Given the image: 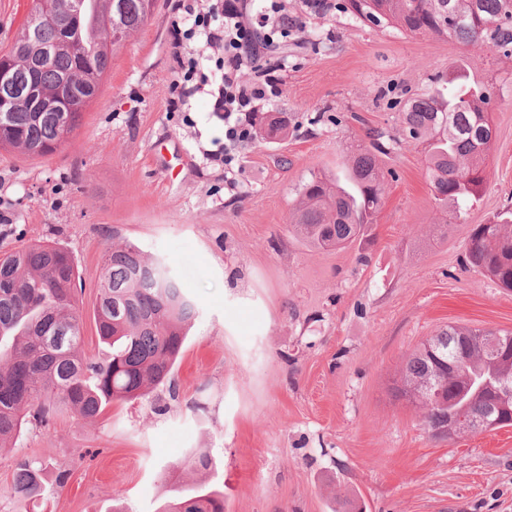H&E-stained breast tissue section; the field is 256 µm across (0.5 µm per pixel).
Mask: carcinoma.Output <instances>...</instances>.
Masks as SVG:
<instances>
[{"label":"carcinoma","mask_w":512,"mask_h":512,"mask_svg":"<svg viewBox=\"0 0 512 512\" xmlns=\"http://www.w3.org/2000/svg\"><path fill=\"white\" fill-rule=\"evenodd\" d=\"M155 0H31L11 46L0 51L9 63L0 83V149L44 157L74 136L85 111L102 91L112 59L151 18ZM362 21L389 24L411 34L447 35L468 45H488L512 55V0H347ZM55 46L41 60V48ZM36 84L47 99H63L66 111H35L25 94ZM448 96L424 94L404 112L402 142L422 143L427 171L443 225L460 224L457 205L482 190L483 165L493 143L487 88L462 68L450 79ZM267 139L288 137L280 117L266 120ZM383 134L349 159L343 188L314 174L299 191L291 232L316 248L353 241L374 223L384 195L376 154L389 147ZM466 262L512 289V217L498 216L470 230ZM78 274L71 254L52 244H33L0 256V444L18 439L26 416L46 423L59 409L94 420L114 401L145 397L168 382L180 356L185 326L198 313L161 260H148L135 245L107 248L94 319L109 346L93 360L81 354L82 316ZM492 331L450 326L407 360L395 397L410 399L413 384L430 379L441 398L420 405L432 435L448 437V420L488 416L501 377L512 365L494 360L478 345ZM457 374L446 371V362ZM43 464H20L11 485L14 498L43 493ZM163 512H224V497L203 488L183 491Z\"/></svg>","instance_id":"cac0c4a2"}]
</instances>
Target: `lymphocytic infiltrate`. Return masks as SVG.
I'll use <instances>...</instances> for the list:
<instances>
[{
	"instance_id": "obj_1",
	"label": "lymphocytic infiltrate",
	"mask_w": 512,
	"mask_h": 512,
	"mask_svg": "<svg viewBox=\"0 0 512 512\" xmlns=\"http://www.w3.org/2000/svg\"><path fill=\"white\" fill-rule=\"evenodd\" d=\"M173 10L187 26L186 36L197 39L202 49H224V74L210 95L213 111L224 118V153L232 155L254 136L256 103L280 92V67L266 57V28L271 25L285 32L295 22L276 5L261 20H254L247 0H221L208 11L198 0H173Z\"/></svg>"
}]
</instances>
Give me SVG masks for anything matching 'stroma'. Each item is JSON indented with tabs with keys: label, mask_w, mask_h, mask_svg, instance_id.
<instances>
[{
	"label": "stroma",
	"mask_w": 512,
	"mask_h": 512,
	"mask_svg": "<svg viewBox=\"0 0 512 512\" xmlns=\"http://www.w3.org/2000/svg\"><path fill=\"white\" fill-rule=\"evenodd\" d=\"M334 2L285 0L300 25L273 50L280 94L257 115L285 118L288 137L245 144L235 168L212 156L224 120L207 93L170 109L171 0L113 60L72 139L38 158L0 150V254L72 253L86 356L104 350L94 309L111 246L165 262L198 306L171 386L93 421H29L0 447V512H161L198 485L224 512H512V425L440 439L391 393L442 329L512 331V291L464 262L471 228L512 208V57L369 26ZM462 66L489 86L494 141L479 197L444 229L422 147L398 138L406 104ZM374 130L397 141L379 158L374 223L325 249L295 238L301 185L346 180ZM192 452L208 467L180 468ZM24 457L47 463L35 503L10 495Z\"/></svg>",
	"instance_id": "obj_1"
}]
</instances>
